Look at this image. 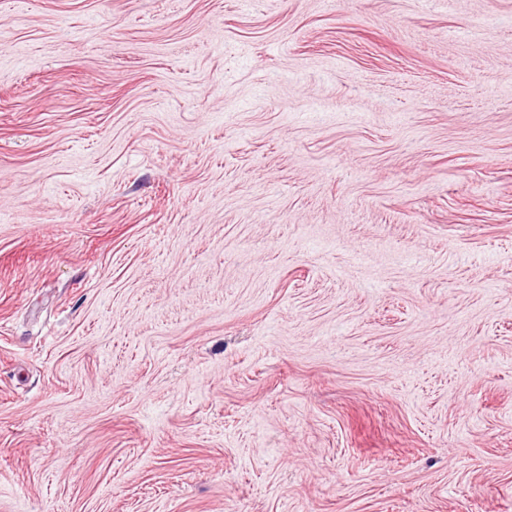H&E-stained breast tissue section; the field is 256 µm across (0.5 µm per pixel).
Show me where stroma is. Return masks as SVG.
Returning a JSON list of instances; mask_svg holds the SVG:
<instances>
[{
	"instance_id": "35a3bbf8",
	"label": "stroma",
	"mask_w": 512,
	"mask_h": 512,
	"mask_svg": "<svg viewBox=\"0 0 512 512\" xmlns=\"http://www.w3.org/2000/svg\"><path fill=\"white\" fill-rule=\"evenodd\" d=\"M0 512H512V0H0Z\"/></svg>"
}]
</instances>
